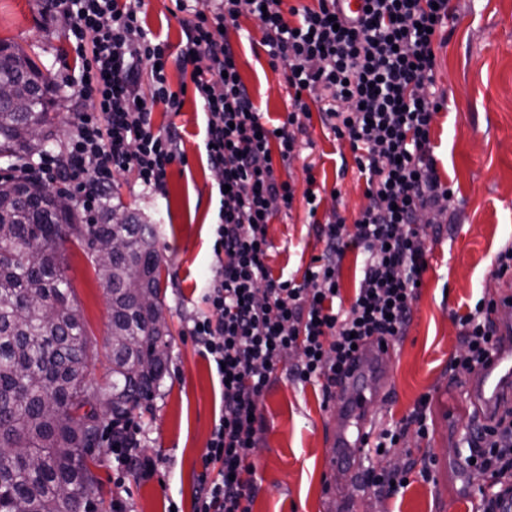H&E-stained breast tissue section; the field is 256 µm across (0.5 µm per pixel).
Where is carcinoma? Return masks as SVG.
<instances>
[{"instance_id":"cac0c4a2","label":"carcinoma","mask_w":512,"mask_h":512,"mask_svg":"<svg viewBox=\"0 0 512 512\" xmlns=\"http://www.w3.org/2000/svg\"><path fill=\"white\" fill-rule=\"evenodd\" d=\"M0 84L27 111L0 105V159L18 162L56 138L50 109L60 87L22 49L0 41ZM86 252L119 241L124 252L97 264L108 287L110 378L90 377L95 358L72 300L59 244ZM157 231L106 200L98 223L33 177L0 181V512H80L105 417H128L152 398L168 363L170 335L160 297Z\"/></svg>"}]
</instances>
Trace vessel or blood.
<instances>
[{"mask_svg":"<svg viewBox=\"0 0 512 512\" xmlns=\"http://www.w3.org/2000/svg\"><path fill=\"white\" fill-rule=\"evenodd\" d=\"M496 299L502 307L496 315L495 354L471 377L467 414L470 420L484 421L501 409L502 398L512 392V283L499 282ZM367 371L353 364L336 388V410L354 427V434L336 433L330 461L332 470L361 464L363 439L370 435L372 422L365 414L368 399L364 393Z\"/></svg>","mask_w":512,"mask_h":512,"instance_id":"1","label":"vessel or blood"}]
</instances>
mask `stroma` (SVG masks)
<instances>
[{"label": "stroma", "mask_w": 512, "mask_h": 512, "mask_svg": "<svg viewBox=\"0 0 512 512\" xmlns=\"http://www.w3.org/2000/svg\"><path fill=\"white\" fill-rule=\"evenodd\" d=\"M453 17L435 44V84L446 95L435 116L432 144L438 174L453 194L449 223L429 227L428 267L416 291L404 336L379 373L390 385L386 397L368 406L377 429L410 414L428 401L429 435L408 432L403 451L366 452V467L402 469L434 461L445 483L411 473L410 484L383 498L362 489L360 477L343 472L330 480L333 432L345 430L334 406L325 404L318 386L299 384L288 374L297 362L288 355L258 405L252 461L256 493L251 512H477L485 477L465 473L471 425L464 413L468 374L451 377L449 365L462 349L460 320L495 286L491 276L498 254L512 248V0H450ZM174 0H146L145 23L153 35L178 46L182 31ZM224 37L237 54L242 79L269 122L289 110L283 67H274L260 45L262 31L251 15L227 25ZM0 40L20 46L53 77L73 72L76 54L61 23L47 18L39 0H0ZM172 92L183 93L180 112L157 106L156 128H176L184 163L173 164L167 191L154 195L134 174L115 175L113 190L123 204L137 208L158 232L163 257L161 297L170 329L168 371L147 408L132 418L143 428L142 451L155 462L146 475L129 476L132 512H192L196 473L222 404V388L207 360L187 333V321L199 309L200 290L211 275L218 221V195L204 147L205 118L194 101L189 73L170 67ZM301 122L298 156L287 176L296 200L268 226L274 275L302 279L323 245L317 226L332 215L354 221L368 205L366 179L348 142L326 127L321 105L310 102ZM324 185L316 215L303 201L308 177ZM61 253L69 266L72 297L97 357L91 375L109 376L110 307L106 286L91 257L75 242Z\"/></svg>", "instance_id": "35a3bbf8"}]
</instances>
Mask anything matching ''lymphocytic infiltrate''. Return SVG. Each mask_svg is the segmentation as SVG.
<instances>
[{"label": "lymphocytic infiltrate", "mask_w": 512, "mask_h": 512, "mask_svg": "<svg viewBox=\"0 0 512 512\" xmlns=\"http://www.w3.org/2000/svg\"><path fill=\"white\" fill-rule=\"evenodd\" d=\"M184 37L178 53L144 26L145 0H44L62 22L85 64L63 77L75 112L63 149L32 162L49 182L73 183L83 212L100 211L115 174L131 171L143 189L163 192L169 167L181 160L175 130L156 129L152 114L179 111L166 66L189 69L194 99L206 123V156L220 187L211 275L203 309L188 333L222 382L223 401L200 457L193 512H250L254 497L256 427L260 397L288 350L301 359L296 380L320 386L332 400L358 348L370 339L403 336L426 260L422 219L442 212L451 189L443 184L431 146L435 115L445 105L433 92L434 42L451 18L449 0H364L358 17L340 0L284 14L279 0H177ZM260 23L271 64L286 66L296 96L279 126H267L242 81L237 56L222 29L236 14ZM323 101L335 138L349 142L367 182L368 205L353 225L341 216L320 225L323 249L309 278L276 277L266 259L267 226L292 209L295 194L281 169L298 153L300 118L308 99ZM358 249L366 259L348 310L340 312L341 262ZM495 300H479L462 319L464 354L451 366L474 372L495 346ZM142 429L112 427L117 485L149 469ZM467 471L490 479L481 512H512V410L474 423L463 458Z\"/></svg>", "instance_id": "1"}]
</instances>
